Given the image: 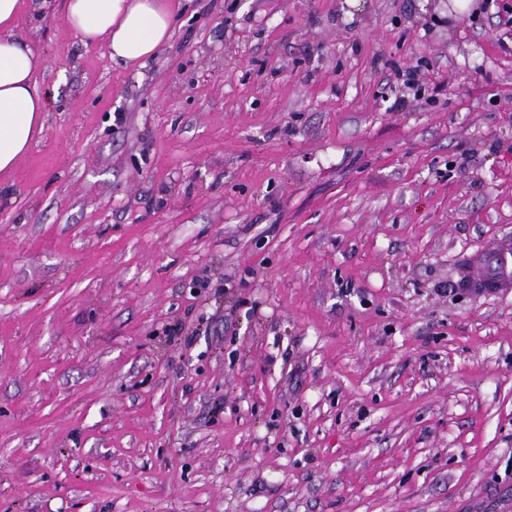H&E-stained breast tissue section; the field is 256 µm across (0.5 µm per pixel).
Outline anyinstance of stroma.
Segmentation results:
<instances>
[{
  "label": "stroma",
  "mask_w": 512,
  "mask_h": 512,
  "mask_svg": "<svg viewBox=\"0 0 512 512\" xmlns=\"http://www.w3.org/2000/svg\"><path fill=\"white\" fill-rule=\"evenodd\" d=\"M22 2L0 512H512V288L463 287L512 0H175L136 70Z\"/></svg>",
  "instance_id": "35a3bbf8"
}]
</instances>
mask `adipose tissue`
<instances>
[{"mask_svg":"<svg viewBox=\"0 0 512 512\" xmlns=\"http://www.w3.org/2000/svg\"><path fill=\"white\" fill-rule=\"evenodd\" d=\"M22 0H0V173L10 171L45 128L48 96L33 50L12 36ZM68 27L87 44L105 42L113 61L143 66L168 40L171 0H64Z\"/></svg>","mask_w":512,"mask_h":512,"instance_id":"ef3b65f1","label":"adipose tissue"}]
</instances>
